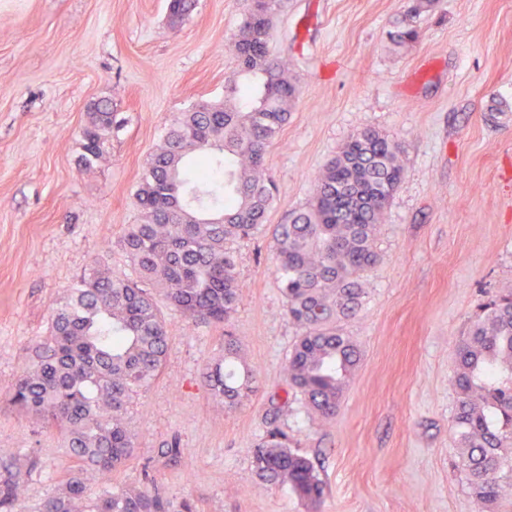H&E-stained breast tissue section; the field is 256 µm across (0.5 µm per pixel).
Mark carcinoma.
I'll list each match as a JSON object with an SVG mask.
<instances>
[{"instance_id":"obj_1","label":"carcinoma","mask_w":512,"mask_h":512,"mask_svg":"<svg viewBox=\"0 0 512 512\" xmlns=\"http://www.w3.org/2000/svg\"><path fill=\"white\" fill-rule=\"evenodd\" d=\"M282 4L248 0L234 39L248 85L233 84L224 100L178 113L148 159L134 194L141 223L128 225L117 241L137 280L90 269L53 309L48 335L10 388V404L55 427L78 462L40 512H169L157 493L104 489L93 499L89 491L131 458L136 431L125 413L164 366L170 327L147 286L162 288L193 326L225 327L240 303L228 244L265 228L275 200L265 155L300 96L267 44ZM194 7L195 0H169V18L176 22ZM418 37L413 27L391 34L397 47ZM113 129L108 103L94 105L81 129V166L90 169L104 158ZM400 154L388 136L357 132L319 171L313 200L288 211L273 229L275 273L288 318L299 329L288 380L323 421L336 417L361 359L341 321L365 297L363 278L378 258V226L403 179ZM453 355L458 468L478 512H497L512 494V292L481 308L468 333L453 341ZM205 378L226 408L251 391L252 375L227 329L224 358L207 366ZM23 459L18 454L0 463L5 512L20 500ZM254 467L261 479L288 484L313 510L325 496L312 461L288 448L283 434L258 446Z\"/></svg>"}]
</instances>
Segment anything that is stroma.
<instances>
[{
	"label": "stroma",
	"instance_id": "35a3bbf8",
	"mask_svg": "<svg viewBox=\"0 0 512 512\" xmlns=\"http://www.w3.org/2000/svg\"><path fill=\"white\" fill-rule=\"evenodd\" d=\"M0 0V459L26 454L23 512H38L72 461L59 433L3 399L27 348L91 267L132 276L116 242L139 223L134 193L177 113L223 100L239 74L234 36L245 0ZM287 0L269 31L300 97L265 167L277 200L268 224L306 205L323 165L359 129L398 141L405 176L379 227L367 297L342 323L362 358L335 420L309 414L284 374L298 334L275 274L270 234L232 245L242 300L230 324L253 375L230 409L204 377L223 328L190 326L155 291L171 326L162 375L127 409L132 459L105 487L160 491L196 512H314L261 481L253 454L269 431L313 462L326 494L315 512H474L456 467L453 337L512 291V0ZM412 24L397 51L389 31ZM119 128L94 168L79 165L92 105Z\"/></svg>",
	"mask_w": 512,
	"mask_h": 512
}]
</instances>
